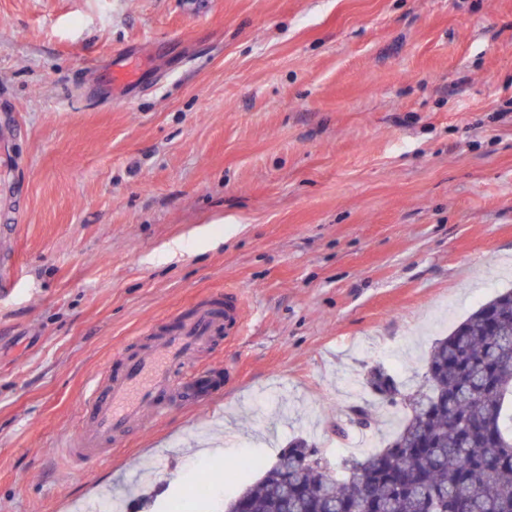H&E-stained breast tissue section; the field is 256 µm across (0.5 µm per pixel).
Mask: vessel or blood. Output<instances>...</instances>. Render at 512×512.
<instances>
[{"mask_svg": "<svg viewBox=\"0 0 512 512\" xmlns=\"http://www.w3.org/2000/svg\"><path fill=\"white\" fill-rule=\"evenodd\" d=\"M18 218V211L0 210V283L14 267L6 243ZM244 318L241 294L228 292L172 324L149 327L135 350L121 352L96 377L82 404L83 426L66 438L65 455L82 465H100L134 428L218 395L211 372L198 361L217 336L239 333Z\"/></svg>", "mask_w": 512, "mask_h": 512, "instance_id": "vessel-or-blood-1", "label": "vessel or blood"}]
</instances>
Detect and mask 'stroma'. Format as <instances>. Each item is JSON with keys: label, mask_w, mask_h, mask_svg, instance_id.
<instances>
[{"label": "stroma", "mask_w": 512, "mask_h": 512, "mask_svg": "<svg viewBox=\"0 0 512 512\" xmlns=\"http://www.w3.org/2000/svg\"><path fill=\"white\" fill-rule=\"evenodd\" d=\"M22 183L0 288V512L130 493L208 512L297 441L384 448L426 357L512 289V0H0V108ZM235 290L224 394L68 463L91 376ZM371 412L362 428L351 406ZM221 454L198 456L210 444ZM174 477L162 481L157 462Z\"/></svg>", "instance_id": "35a3bbf8"}]
</instances>
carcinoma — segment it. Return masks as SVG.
<instances>
[{
    "label": "carcinoma",
    "instance_id": "cac0c4a2",
    "mask_svg": "<svg viewBox=\"0 0 512 512\" xmlns=\"http://www.w3.org/2000/svg\"><path fill=\"white\" fill-rule=\"evenodd\" d=\"M425 379L414 392L371 370V390L405 410L385 448L339 476L294 442L226 512H512L511 289L434 343Z\"/></svg>",
    "mask_w": 512,
    "mask_h": 512
}]
</instances>
